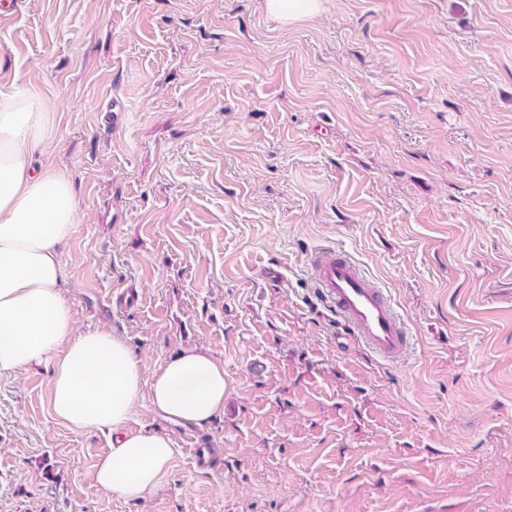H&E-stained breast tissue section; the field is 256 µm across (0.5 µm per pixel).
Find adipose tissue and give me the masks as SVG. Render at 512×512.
<instances>
[{
	"label": "adipose tissue",
	"mask_w": 512,
	"mask_h": 512,
	"mask_svg": "<svg viewBox=\"0 0 512 512\" xmlns=\"http://www.w3.org/2000/svg\"><path fill=\"white\" fill-rule=\"evenodd\" d=\"M54 137L36 88L0 92V376L52 360L54 415L112 432L96 486L139 500L161 487L176 450L165 435L125 431L133 409L145 398L169 420L207 423L224 407V368L210 353L187 349L146 381L123 339L100 327L77 330L61 293L59 253L77 201L64 173L37 162Z\"/></svg>",
	"instance_id": "obj_1"
}]
</instances>
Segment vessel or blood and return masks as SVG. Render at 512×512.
Listing matches in <instances>:
<instances>
[{"instance_id": "vessel-or-blood-1", "label": "vessel or blood", "mask_w": 512, "mask_h": 512, "mask_svg": "<svg viewBox=\"0 0 512 512\" xmlns=\"http://www.w3.org/2000/svg\"><path fill=\"white\" fill-rule=\"evenodd\" d=\"M309 278L324 307L366 350L387 362L408 354L412 338L391 300L346 252L331 245L316 247Z\"/></svg>"}]
</instances>
